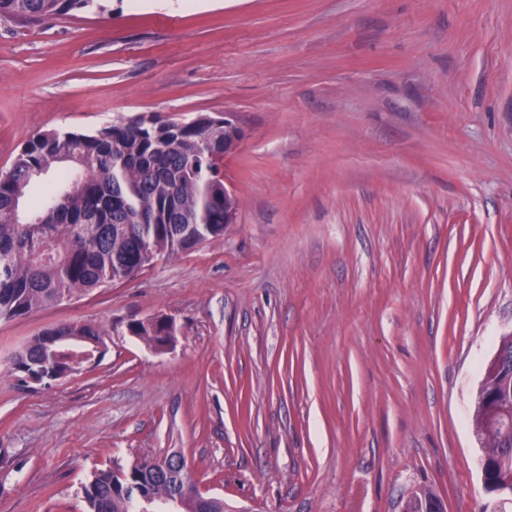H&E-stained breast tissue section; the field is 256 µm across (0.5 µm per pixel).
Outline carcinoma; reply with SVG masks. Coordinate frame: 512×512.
Masks as SVG:
<instances>
[{
  "label": "carcinoma",
  "mask_w": 512,
  "mask_h": 512,
  "mask_svg": "<svg viewBox=\"0 0 512 512\" xmlns=\"http://www.w3.org/2000/svg\"><path fill=\"white\" fill-rule=\"evenodd\" d=\"M98 0H0V18L39 25L89 10ZM224 128L208 116L175 122L142 117L89 135L48 131L33 136L10 169L0 173V318H15L137 275L163 256L224 235ZM47 179L41 197L24 207L30 185ZM169 319L127 322V332L160 348ZM90 324L42 331L12 357L23 382L48 383L70 370L69 358L105 343ZM486 376L473 418L482 454L512 457V389ZM499 391L498 419L484 399ZM89 512H141L165 505L173 512H224V500L200 493L184 457L172 453L102 471L84 488ZM431 491L406 499L421 512Z\"/></svg>",
  "instance_id": "carcinoma-1"
}]
</instances>
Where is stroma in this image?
<instances>
[{
	"label": "stroma",
	"instance_id": "35a3bbf8",
	"mask_svg": "<svg viewBox=\"0 0 512 512\" xmlns=\"http://www.w3.org/2000/svg\"><path fill=\"white\" fill-rule=\"evenodd\" d=\"M0 19V172L34 135L230 117L224 234L0 319V512H87L114 465L180 452L224 512L491 503L472 426L512 335V0H104ZM169 317L173 347L129 335ZM108 333L48 385L9 358ZM437 496L431 491H422V492H414L411 493L405 500L407 504V508L409 511L406 512H420L424 505L427 503L425 508L422 510L424 512H445L443 503L441 499H434Z\"/></svg>",
	"mask_w": 512,
	"mask_h": 512
}]
</instances>
